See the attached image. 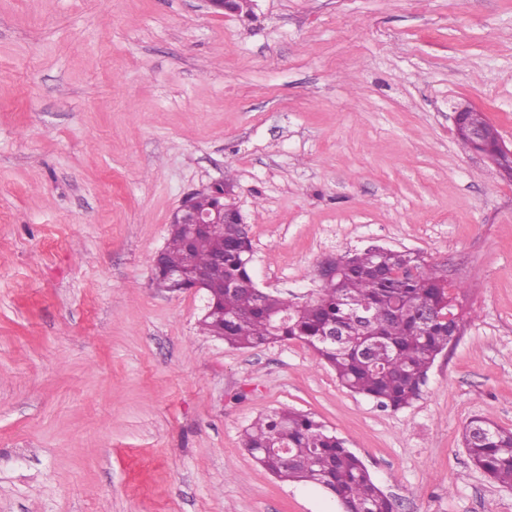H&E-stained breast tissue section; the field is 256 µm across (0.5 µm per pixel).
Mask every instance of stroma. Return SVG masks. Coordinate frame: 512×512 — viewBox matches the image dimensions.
Here are the masks:
<instances>
[{"label": "stroma", "instance_id": "stroma-1", "mask_svg": "<svg viewBox=\"0 0 512 512\" xmlns=\"http://www.w3.org/2000/svg\"><path fill=\"white\" fill-rule=\"evenodd\" d=\"M460 103L512 143V0H0V512H339L243 448L281 410L397 512H512L462 445L475 416L512 429V182ZM225 180L263 291L307 301L375 246L446 264L463 332L409 407L154 287L172 214ZM454 112H456L455 119H454L456 137L460 139V133L461 132H465L475 142H477V144H478L477 148L484 149V146L482 144H480V133H479V131L477 129H474V128L465 129L464 123L462 121V114L464 112H474L471 115V119L475 123H478V124L484 126V122H483V117L484 116H483L482 112H478L474 107H472V106H470L468 104H459V105H457L455 107V111Z\"/></svg>", "mask_w": 512, "mask_h": 512}]
</instances>
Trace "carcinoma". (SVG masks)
<instances>
[{
  "label": "carcinoma",
  "mask_w": 512,
  "mask_h": 512,
  "mask_svg": "<svg viewBox=\"0 0 512 512\" xmlns=\"http://www.w3.org/2000/svg\"><path fill=\"white\" fill-rule=\"evenodd\" d=\"M246 244V225L234 220L215 225L192 248L185 228L173 224L160 267L153 268L158 288H172L164 278L171 269L205 268L214 283H231L210 296L214 311L199 321L202 334L231 348L301 341L335 370L343 387L397 411L420 396L436 357L460 333L463 316L456 312L443 266L418 255L387 249L354 253L341 278L324 282L316 297L299 304L262 294L246 261ZM332 326L340 332L335 343L325 336ZM462 443L485 475L512 486V429L474 417ZM242 446L276 478L331 492L344 512H395L363 461L312 416L280 411L260 417L245 429Z\"/></svg>",
  "instance_id": "obj_1"
}]
</instances>
